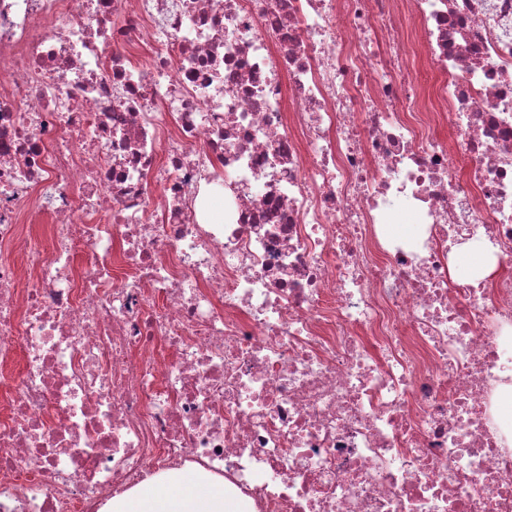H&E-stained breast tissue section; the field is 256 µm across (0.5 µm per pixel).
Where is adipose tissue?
<instances>
[{"instance_id": "1", "label": "adipose tissue", "mask_w": 512, "mask_h": 512, "mask_svg": "<svg viewBox=\"0 0 512 512\" xmlns=\"http://www.w3.org/2000/svg\"><path fill=\"white\" fill-rule=\"evenodd\" d=\"M101 512H250V508L245 500L225 497L223 480L174 472L112 498Z\"/></svg>"}]
</instances>
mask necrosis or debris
Returning a JSON list of instances; mask_svg holds the SVG:
<instances>
[{"label": "necrosis or debris", "instance_id": "4bbe7bcc", "mask_svg": "<svg viewBox=\"0 0 512 512\" xmlns=\"http://www.w3.org/2000/svg\"><path fill=\"white\" fill-rule=\"evenodd\" d=\"M503 385L512 0H0V512H512ZM459 255L463 264L474 268L476 271H484L485 275L490 274L495 267V258L486 257L480 243L467 242L460 248ZM243 499L224 498V480L196 472L162 474L112 498L101 512H250Z\"/></svg>", "mask_w": 512, "mask_h": 512}]
</instances>
